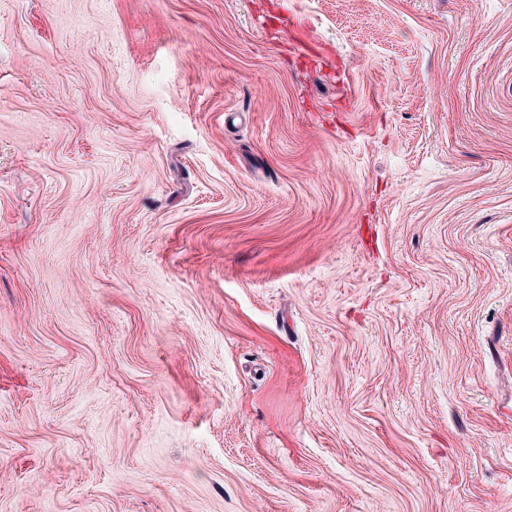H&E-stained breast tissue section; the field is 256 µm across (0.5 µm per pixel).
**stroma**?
<instances>
[{
	"mask_svg": "<svg viewBox=\"0 0 512 512\" xmlns=\"http://www.w3.org/2000/svg\"><path fill=\"white\" fill-rule=\"evenodd\" d=\"M0 512H512V0H0Z\"/></svg>",
	"mask_w": 512,
	"mask_h": 512,
	"instance_id": "1",
	"label": "stroma"
}]
</instances>
